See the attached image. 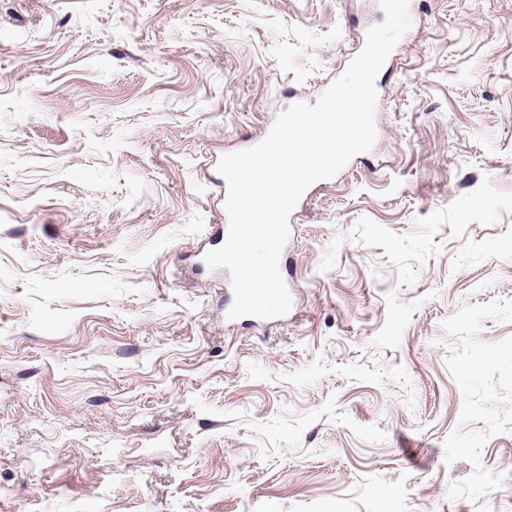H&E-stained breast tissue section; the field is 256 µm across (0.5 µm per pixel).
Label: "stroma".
Wrapping results in <instances>:
<instances>
[{
  "mask_svg": "<svg viewBox=\"0 0 512 512\" xmlns=\"http://www.w3.org/2000/svg\"><path fill=\"white\" fill-rule=\"evenodd\" d=\"M270 323L219 158L379 0H0V512H512V0H413Z\"/></svg>",
  "mask_w": 512,
  "mask_h": 512,
  "instance_id": "35a3bbf8",
  "label": "stroma"
}]
</instances>
